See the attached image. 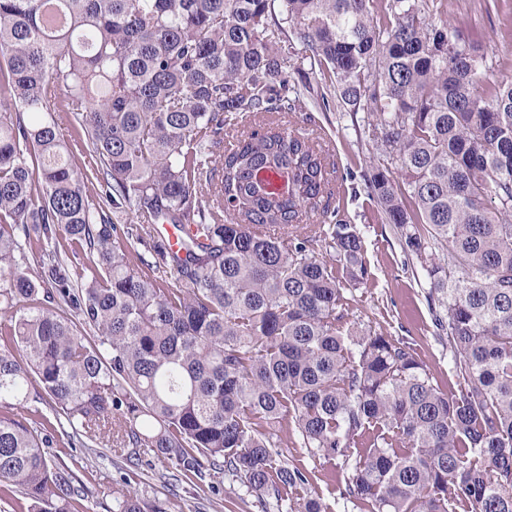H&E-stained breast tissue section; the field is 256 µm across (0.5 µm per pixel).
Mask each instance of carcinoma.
<instances>
[{"label": "carcinoma", "mask_w": 512, "mask_h": 512, "mask_svg": "<svg viewBox=\"0 0 512 512\" xmlns=\"http://www.w3.org/2000/svg\"><path fill=\"white\" fill-rule=\"evenodd\" d=\"M295 45L381 129L368 195L437 294L448 394L340 311L367 275L360 233L328 225L326 259L298 239L328 212L320 140L240 131L297 110ZM494 70L429 0H0V500L72 512L47 452L67 426L326 512L277 450L291 421L368 512H512V78ZM114 211L138 241L195 231L135 257ZM115 512L163 508L131 487Z\"/></svg>", "instance_id": "1"}]
</instances>
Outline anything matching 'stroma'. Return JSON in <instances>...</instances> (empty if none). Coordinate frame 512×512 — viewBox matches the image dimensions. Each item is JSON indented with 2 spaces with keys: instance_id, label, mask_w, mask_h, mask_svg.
Instances as JSON below:
<instances>
[{
  "instance_id": "1",
  "label": "stroma",
  "mask_w": 512,
  "mask_h": 512,
  "mask_svg": "<svg viewBox=\"0 0 512 512\" xmlns=\"http://www.w3.org/2000/svg\"><path fill=\"white\" fill-rule=\"evenodd\" d=\"M445 2L446 19L462 26L478 52L495 56L498 73L512 75V20L487 14L484 0ZM287 75L290 85L302 93L301 111L290 116L292 126L324 142L335 168L324 202L336 222L353 226L364 244L367 275L344 293L347 321L408 341L440 388L453 389L448 342L435 323L430 283L367 195L369 158L376 147L374 119L364 112L325 109L322 100L334 98V88L329 79L309 71L300 55L289 59ZM283 453L289 462L314 469L315 488L332 512H362L359 500L332 495L333 488L344 482L342 466L318 463L293 435ZM50 454L58 463H70L75 455L82 458L73 480L80 491L77 512H113L116 497L129 482L137 484L144 497L159 500L165 512H282L274 499L258 497L229 474L215 489L209 476L183 473L175 464L159 463L151 469L120 448L100 457L90 449L70 448L61 435L55 436Z\"/></svg>"
}]
</instances>
